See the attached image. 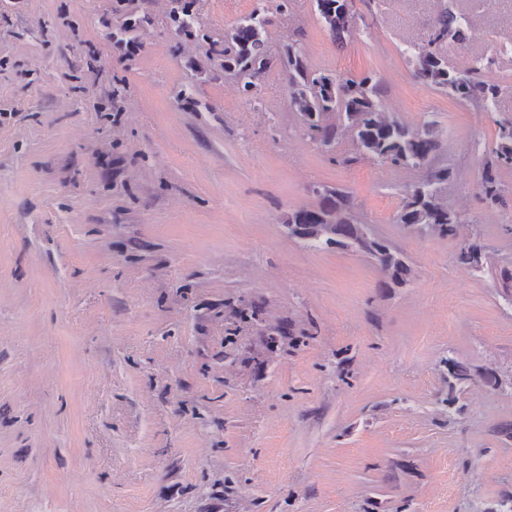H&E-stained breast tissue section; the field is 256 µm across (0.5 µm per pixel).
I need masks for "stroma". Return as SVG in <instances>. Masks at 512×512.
Wrapping results in <instances>:
<instances>
[{"instance_id":"35a3bbf8","label":"stroma","mask_w":512,"mask_h":512,"mask_svg":"<svg viewBox=\"0 0 512 512\" xmlns=\"http://www.w3.org/2000/svg\"><path fill=\"white\" fill-rule=\"evenodd\" d=\"M197 0L209 41L268 10L269 47L374 76L394 119L433 122L456 235L397 215L422 170L352 162L301 132L277 72L245 101L169 0H0V512H498L512 496V169L481 175L512 119V0H456L492 59L482 112L416 81L435 0H356L337 46L313 0ZM195 89L179 106L171 92ZM342 187L401 250L405 283L283 230ZM489 262L459 266L466 240ZM473 376L448 383V363ZM495 162L484 173L481 180V193L491 204L499 203L502 189L500 187L496 169L501 167L512 168V121L498 124L497 142L494 150ZM495 166L496 169H493Z\"/></svg>"}]
</instances>
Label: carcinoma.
<instances>
[{
	"label": "carcinoma",
	"instance_id": "obj_1",
	"mask_svg": "<svg viewBox=\"0 0 512 512\" xmlns=\"http://www.w3.org/2000/svg\"><path fill=\"white\" fill-rule=\"evenodd\" d=\"M318 20L339 46L356 22L354 0H314ZM196 0H170L168 20L173 35L181 40L204 42L207 34L199 24ZM270 18L265 8L255 7L239 18L224 39V49L207 51L210 65L220 61L224 77L233 80L242 95L254 96L260 77L277 70L288 85L290 105L300 115L308 137L324 148L335 146L342 131L349 132L355 149L353 160L372 159L393 166L421 169L439 148L432 125L412 127L390 118L379 99L377 83L370 75L344 76L327 71L307 69L302 49L297 42L285 46L273 56L266 35ZM469 17L447 5L441 6L433 19L431 34L425 44H409L404 54L415 77L424 85L448 93L458 100L490 112L496 106L499 87L487 83L482 73L492 60L476 57L465 71L448 67L442 54L445 44L465 45L471 39ZM494 167L488 168L481 180V193L492 204L501 200L496 170L512 168V121L498 124L494 150ZM448 184V168L439 167L429 173L405 194L398 214L401 224H431L441 236H453L461 223L456 211L444 199ZM290 224H328L331 236L307 243L318 251L340 248L355 237L360 229L351 195L344 190H324L315 208H300L288 216ZM382 274L402 283L410 272L403 254L386 242L378 241L370 252ZM458 261L466 268H481L487 257L480 243L465 242L459 249Z\"/></svg>",
	"mask_w": 512,
	"mask_h": 512
}]
</instances>
